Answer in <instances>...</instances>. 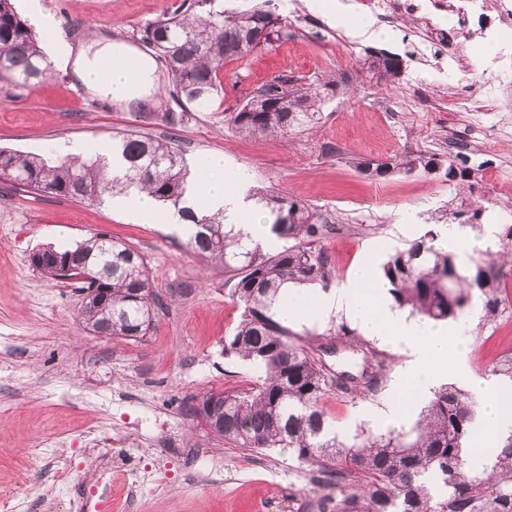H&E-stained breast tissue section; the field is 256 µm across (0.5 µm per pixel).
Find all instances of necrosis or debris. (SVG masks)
Wrapping results in <instances>:
<instances>
[{"instance_id": "4bbe7bcc", "label": "necrosis or debris", "mask_w": 512, "mask_h": 512, "mask_svg": "<svg viewBox=\"0 0 512 512\" xmlns=\"http://www.w3.org/2000/svg\"><path fill=\"white\" fill-rule=\"evenodd\" d=\"M378 22L416 20L431 56L447 65L448 111L512 112V0H357ZM451 14L465 36L450 43L439 24Z\"/></svg>"}]
</instances>
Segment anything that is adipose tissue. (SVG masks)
Listing matches in <instances>:
<instances>
[{"mask_svg": "<svg viewBox=\"0 0 512 512\" xmlns=\"http://www.w3.org/2000/svg\"><path fill=\"white\" fill-rule=\"evenodd\" d=\"M316 2L329 20L350 32L382 41L392 37L391 32L376 29L370 16L355 10L345 0ZM52 52L69 63L82 86L113 103L127 106L141 101L155 89L153 63L138 56L136 50L125 43L95 39L83 47L61 41L53 45ZM126 58L136 59V73H129L123 67L122 61ZM236 179V174L225 167L223 155L208 157L200 176L190 182L192 192L200 194L203 201L195 213L199 216L223 214L225 223L241 228L253 241H264L273 217L268 209L232 190L231 185Z\"/></svg>", "mask_w": 512, "mask_h": 512, "instance_id": "ef3b65f1", "label": "adipose tissue"}]
</instances>
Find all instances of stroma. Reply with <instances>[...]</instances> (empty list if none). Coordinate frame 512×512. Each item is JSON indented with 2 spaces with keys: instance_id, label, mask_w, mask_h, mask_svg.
<instances>
[{
  "instance_id": "stroma-1",
  "label": "stroma",
  "mask_w": 512,
  "mask_h": 512,
  "mask_svg": "<svg viewBox=\"0 0 512 512\" xmlns=\"http://www.w3.org/2000/svg\"><path fill=\"white\" fill-rule=\"evenodd\" d=\"M40 2L55 21L54 39L74 43L93 29L154 58L156 90L126 108L93 95L58 64L53 78L33 88L0 79V148L55 159L62 145L88 138L108 145L113 135L139 131L172 139L191 167L223 153L245 189L287 193L327 217L318 247L334 289L368 257L385 262L428 232H442L436 216L455 194L437 175L376 179L361 162L460 152L478 171L474 199L488 211L512 208V199L493 196L486 183L491 172L512 179V118L478 113L475 142L464 145L448 131L449 113L411 99L410 85L434 84L431 67L403 60L399 81L387 84L365 61L382 49L397 52L394 41L357 37L326 17L305 15L301 0L276 9L287 37L227 61L210 109L188 113L178 125L170 122L176 105L166 66L141 36L148 23L185 10L187 0ZM342 45L350 57L340 65ZM336 72V95L313 131L255 138L230 129L231 112L271 80L315 86ZM383 98L390 111H380ZM496 124L501 137L485 139ZM98 233L138 250L151 271L156 306L141 340L91 333L78 318L83 297L73 280L44 277L30 263L40 248L70 247ZM226 279L223 266L188 248L185 229L172 224L166 207L146 220L105 202L15 197L0 183V487L11 491L14 512H79L78 501L56 497L61 480L87 493L111 482L112 505L99 512H319L324 496L340 495L291 449L235 447L196 415L202 395L246 387L254 377L248 364L224 353L242 313ZM452 324L470 346L474 374L493 377L512 356V304L489 319L475 297ZM369 343L387 357L378 391H332L320 400L348 445L360 432L394 428L388 408L406 356L377 338ZM117 433L136 441L131 463L106 456ZM201 455L202 468L194 464ZM131 466L150 473L133 493L126 489Z\"/></svg>"
}]
</instances>
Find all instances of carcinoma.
<instances>
[{
    "mask_svg": "<svg viewBox=\"0 0 512 512\" xmlns=\"http://www.w3.org/2000/svg\"><path fill=\"white\" fill-rule=\"evenodd\" d=\"M209 6L203 14L188 10L159 18L143 30L141 41L160 52L171 76L170 95L183 113L210 107L221 91L224 61L241 59L281 37L282 22L267 8L271 0L248 9L226 8L222 0H197ZM369 69L386 78L401 73L399 57L372 56ZM18 86L32 88L50 74L32 27L12 0H0V74ZM336 90V78L325 77L312 89H290L273 80L231 112L228 124L243 135L278 137L312 128L322 119L321 107ZM384 177L394 172L443 174L448 185L473 188L474 168L466 161L436 153L417 154L362 165ZM189 169L182 155L165 139L126 133L112 138V156L88 160L59 159L0 148V179L13 193L42 194L97 202L108 191H147L174 214L187 206ZM274 216L264 243L243 240L226 229L216 215L190 225L188 244L198 254L224 266L232 295L242 306L241 319L224 341V353L253 366L258 376L249 387L203 396L218 400L224 422L213 432L240 448H290L298 460L317 468L332 484L349 481L354 489L328 498L322 512H512V434L497 455L493 481L469 474L476 404L463 389L444 385L434 391L421 417L407 432L363 431L355 442L339 441L319 408L329 391L353 392L378 386L386 357L369 350L373 371L361 375L330 373L322 360L328 344L315 338L304 343L282 321L272 305L288 284L328 287V257L313 243L327 224L316 208L285 194L256 189ZM484 210L467 195L448 202V223L478 224ZM293 240L283 245V240ZM437 235L396 251L381 265L394 303L413 316L436 322L455 318L475 295L484 300L486 316L503 304L501 280L492 261L477 257L463 274L456 255L436 245ZM50 257L38 270L52 278H79L85 300L80 317L100 336L144 338L152 325L150 273L134 248L105 234H96L74 248H48Z\"/></svg>",
    "mask_w": 512,
    "mask_h": 512,
    "instance_id": "carcinoma-1",
    "label": "carcinoma"
}]
</instances>
